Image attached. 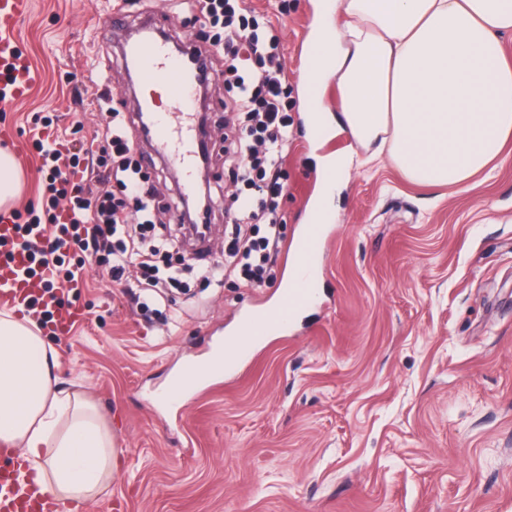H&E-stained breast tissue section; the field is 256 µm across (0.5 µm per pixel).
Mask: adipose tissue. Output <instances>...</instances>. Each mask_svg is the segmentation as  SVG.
<instances>
[{
    "mask_svg": "<svg viewBox=\"0 0 512 512\" xmlns=\"http://www.w3.org/2000/svg\"><path fill=\"white\" fill-rule=\"evenodd\" d=\"M512 0H317L308 38L310 81H336L327 99L304 102L324 140L378 144L410 182L470 190L512 140ZM334 172L311 207L328 221L353 156H319ZM57 352L32 320L0 312V441L24 450L36 479L56 498L84 503L119 471L120 451L97 407L63 389Z\"/></svg>",
    "mask_w": 512,
    "mask_h": 512,
    "instance_id": "obj_1",
    "label": "adipose tissue"
}]
</instances>
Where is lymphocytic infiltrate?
<instances>
[{
	"instance_id": "f902f5d3",
	"label": "lymphocytic infiltrate",
	"mask_w": 512,
	"mask_h": 512,
	"mask_svg": "<svg viewBox=\"0 0 512 512\" xmlns=\"http://www.w3.org/2000/svg\"><path fill=\"white\" fill-rule=\"evenodd\" d=\"M186 4L201 28V53L224 62V109L233 115L224 128V174L236 187L224 200L229 244L223 262L200 276L210 280L232 275L257 288L267 279L282 240L278 208L287 191L282 165L292 138L279 43L270 23L259 21L246 0ZM35 148L46 174V210L41 215L29 211L20 230L37 268L51 270L61 288L81 279L84 262L97 257L115 282L132 265L139 267L144 289L176 281V271L164 272L159 266L176 241L156 228L155 188L142 172L137 145L120 111H113L111 127L91 142H70L63 152L39 138ZM79 171L114 181L121 195L93 193L84 182L74 181ZM62 203L69 212L64 222L57 213ZM74 253L79 263L68 264Z\"/></svg>"
}]
</instances>
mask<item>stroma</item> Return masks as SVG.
<instances>
[{
	"label": "stroma",
	"mask_w": 512,
	"mask_h": 512,
	"mask_svg": "<svg viewBox=\"0 0 512 512\" xmlns=\"http://www.w3.org/2000/svg\"><path fill=\"white\" fill-rule=\"evenodd\" d=\"M316 0H252L271 20L293 118L279 206L284 242L306 223L316 188L300 96L302 42ZM112 0H32L17 38L40 81L0 114L22 191L42 200L29 134L35 114L58 115L71 139L103 133L113 107L137 110L112 37L95 26ZM182 0H137L180 43ZM206 143L214 233L204 265L224 257V76L207 88ZM319 301L283 336L259 342L237 374L169 402L167 380L212 352L245 313L272 303L288 277L278 255L262 287L182 276L159 310L133 300L141 274L113 286L86 265L62 306L88 317L47 335L65 387L94 402L115 433L120 470L78 512H512V159L470 191L408 182L376 148H357L328 226Z\"/></svg>",
	"instance_id": "stroma-1"
}]
</instances>
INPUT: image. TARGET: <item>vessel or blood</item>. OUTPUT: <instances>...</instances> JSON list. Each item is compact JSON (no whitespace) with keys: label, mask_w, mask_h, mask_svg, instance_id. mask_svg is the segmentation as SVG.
Wrapping results in <instances>:
<instances>
[{"label":"vessel or blood","mask_w":512,"mask_h":512,"mask_svg":"<svg viewBox=\"0 0 512 512\" xmlns=\"http://www.w3.org/2000/svg\"><path fill=\"white\" fill-rule=\"evenodd\" d=\"M30 8L31 0H0V110H10L26 98L38 80L16 38ZM121 53L126 64L135 65L140 86L165 91L168 109L155 113L152 137L180 170L185 191H192L199 144L192 120L191 96L200 78L208 75V62L200 58L195 65H186L148 33L126 42ZM327 231V225L316 219L300 225L288 249L290 275L279 300L240 318L239 339L232 349L225 351L222 362L186 361L168 385L170 400H179L210 381L233 373L238 363L251 355L257 341L285 331L301 311L318 299ZM26 265V254L19 249L15 250L12 260H0L1 306L24 309L33 299H45L47 274L27 276ZM86 318L82 309L56 308L52 331L59 336L69 335ZM0 512H67V507L53 498L34 477L26 475L25 464L20 461L13 469L0 470Z\"/></svg>","instance_id":"vessel-or-blood-1"}]
</instances>
